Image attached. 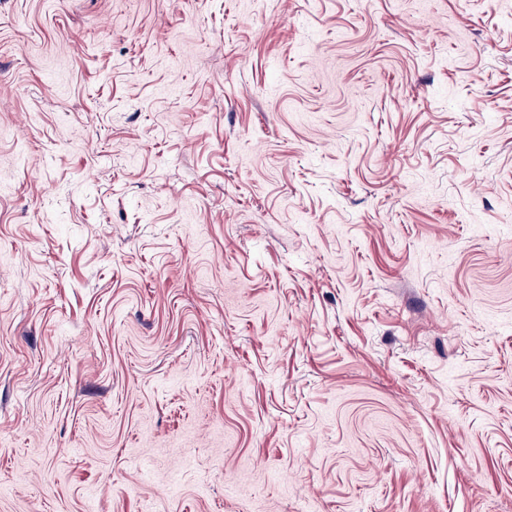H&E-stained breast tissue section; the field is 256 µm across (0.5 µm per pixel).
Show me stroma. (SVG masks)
<instances>
[{
	"instance_id": "1",
	"label": "stroma",
	"mask_w": 512,
	"mask_h": 512,
	"mask_svg": "<svg viewBox=\"0 0 512 512\" xmlns=\"http://www.w3.org/2000/svg\"><path fill=\"white\" fill-rule=\"evenodd\" d=\"M0 512H512V0H0Z\"/></svg>"
}]
</instances>
